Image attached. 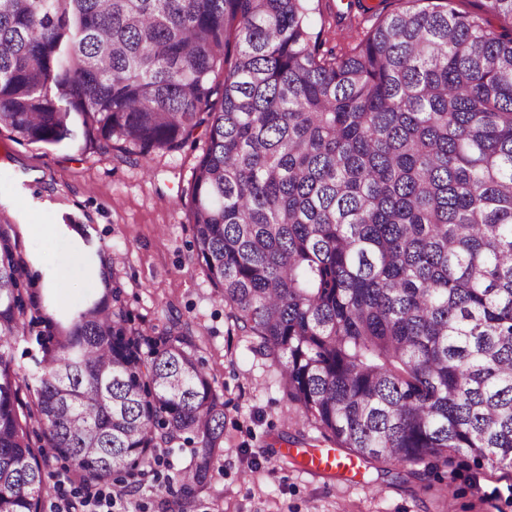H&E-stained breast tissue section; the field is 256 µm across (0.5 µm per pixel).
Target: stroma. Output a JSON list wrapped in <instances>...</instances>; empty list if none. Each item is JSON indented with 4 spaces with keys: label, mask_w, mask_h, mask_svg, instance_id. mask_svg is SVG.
<instances>
[{
    "label": "stroma",
    "mask_w": 512,
    "mask_h": 512,
    "mask_svg": "<svg viewBox=\"0 0 512 512\" xmlns=\"http://www.w3.org/2000/svg\"><path fill=\"white\" fill-rule=\"evenodd\" d=\"M405 0H311L310 20L328 47L357 43L378 17ZM207 136L142 163L133 147L105 157L15 141L0 128V220L10 223L35 291L57 317L97 298L108 265L123 289L132 328L154 336L180 323L224 400V450L210 478L184 500L174 475L192 443L159 449L154 473L133 486L128 512H512V466L492 469L467 456L439 469L426 488L368 469L314 476L284 449L325 448L315 425L290 410L278 371L253 354L231 310L194 258L185 192ZM76 285L58 288L62 270Z\"/></svg>",
    "instance_id": "stroma-1"
}]
</instances>
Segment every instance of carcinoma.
Here are the masks:
<instances>
[{
	"label": "carcinoma",
	"mask_w": 512,
	"mask_h": 512,
	"mask_svg": "<svg viewBox=\"0 0 512 512\" xmlns=\"http://www.w3.org/2000/svg\"><path fill=\"white\" fill-rule=\"evenodd\" d=\"M310 2L0 0V127L144 159L205 127L194 255L288 404L360 468L512 463V33L489 19L512 0H406L340 53ZM26 274L0 224V512H40L47 448L132 485L184 439L200 490L224 401L194 337L132 331L104 262L64 319ZM32 331L29 378L10 349Z\"/></svg>",
	"instance_id": "carcinoma-1"
}]
</instances>
